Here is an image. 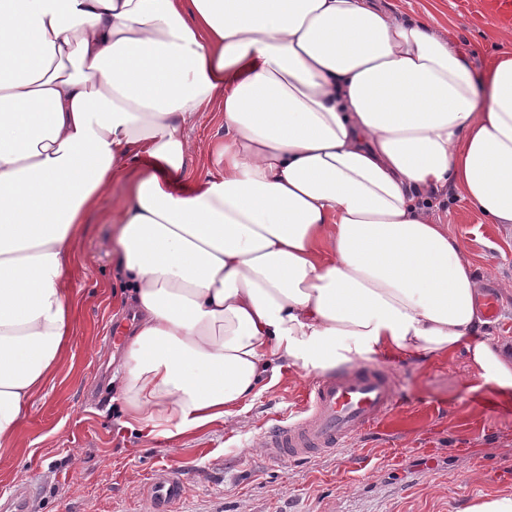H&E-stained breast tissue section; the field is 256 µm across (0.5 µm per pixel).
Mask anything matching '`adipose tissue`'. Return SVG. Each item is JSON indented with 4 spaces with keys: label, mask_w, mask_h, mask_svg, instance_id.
Instances as JSON below:
<instances>
[{
    "label": "adipose tissue",
    "mask_w": 512,
    "mask_h": 512,
    "mask_svg": "<svg viewBox=\"0 0 512 512\" xmlns=\"http://www.w3.org/2000/svg\"><path fill=\"white\" fill-rule=\"evenodd\" d=\"M218 98L224 170L184 184ZM122 176L120 400L148 435L239 415L287 365L460 348L512 395L425 206L452 186L512 224V52L475 68L376 0H0V440L70 347L73 243Z\"/></svg>",
    "instance_id": "obj_1"
}]
</instances>
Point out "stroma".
I'll use <instances>...</instances> for the list:
<instances>
[{
    "label": "stroma",
    "instance_id": "1",
    "mask_svg": "<svg viewBox=\"0 0 512 512\" xmlns=\"http://www.w3.org/2000/svg\"><path fill=\"white\" fill-rule=\"evenodd\" d=\"M397 14L427 19L467 52H512V28L470 0H378ZM189 176L218 172L224 107L214 102L190 132ZM130 192L112 182L84 220L67 276L79 302L69 355L34 397L22 422L0 441V497L17 485L40 488L36 512H150L148 482L160 466L183 475L177 512H465L472 503L512 496V398L473 377L463 353L380 360L396 405L350 449L313 459L276 458L263 440L297 420L314 381L289 368L235 418L172 439L124 424L116 381L120 356L108 344L113 316L128 314L119 293L116 236ZM471 261L480 288L498 303L482 337L512 351V224H490L465 199L444 193L432 208ZM361 460L349 469V453Z\"/></svg>",
    "mask_w": 512,
    "mask_h": 512
}]
</instances>
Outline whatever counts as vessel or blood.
I'll list each match as a JSON object with an SVG mask.
<instances>
[{
  "mask_svg": "<svg viewBox=\"0 0 512 512\" xmlns=\"http://www.w3.org/2000/svg\"><path fill=\"white\" fill-rule=\"evenodd\" d=\"M395 404L394 381L378 366H362L321 378L308 393L302 417L272 426L264 446L276 457L314 458L346 447L360 431L381 421ZM181 476L161 468L148 495L151 512H173L183 495ZM36 490L26 485L7 502L8 512H33Z\"/></svg>",
  "mask_w": 512,
  "mask_h": 512,
  "instance_id": "vessel-or-blood-1",
  "label": "vessel or blood"
}]
</instances>
